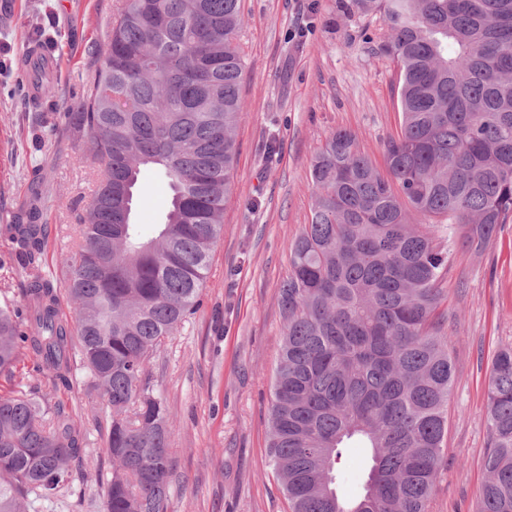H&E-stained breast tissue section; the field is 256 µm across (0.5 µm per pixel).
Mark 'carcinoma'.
Segmentation results:
<instances>
[{
    "label": "carcinoma",
    "mask_w": 512,
    "mask_h": 512,
    "mask_svg": "<svg viewBox=\"0 0 512 512\" xmlns=\"http://www.w3.org/2000/svg\"><path fill=\"white\" fill-rule=\"evenodd\" d=\"M240 3L125 0L98 51L95 93L59 113L86 132L81 160L103 172L65 282L44 267L41 198L4 225L27 284L23 309L0 307V371L27 355L45 382L0 397V512L66 485L83 433L58 392L77 359L112 411L105 512H170L171 427L143 376L197 309L223 228L245 112ZM355 6L382 18L401 133L385 145V176L348 130L313 160L310 221L288 244L277 298L268 465L292 512H429L453 376L442 283L458 250H486L512 217V0ZM145 167L172 190L147 238L131 221ZM486 429L479 512H512V346L491 364ZM354 442L368 465L347 499L334 466Z\"/></svg>",
    "instance_id": "1"
}]
</instances>
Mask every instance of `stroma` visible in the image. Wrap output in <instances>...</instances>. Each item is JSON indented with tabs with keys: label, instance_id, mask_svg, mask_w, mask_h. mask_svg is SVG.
<instances>
[{
	"label": "stroma",
	"instance_id": "35a3bbf8",
	"mask_svg": "<svg viewBox=\"0 0 512 512\" xmlns=\"http://www.w3.org/2000/svg\"><path fill=\"white\" fill-rule=\"evenodd\" d=\"M123 0H0V225L39 175L51 226L45 262L65 279L77 224L100 173L82 163L83 131L41 134L34 113L51 116L87 98ZM245 24L232 194L200 305L146 370L167 407L172 512H289L266 462L271 376L283 320L277 305L288 273V243L307 224L312 161L336 130L347 129L377 169L401 114L383 21L353 0H241ZM39 46L56 61L53 88L29 102L21 52ZM172 192L163 175L142 170L134 219L143 232L161 223ZM443 326L450 336L453 389L447 446L429 512H476L488 447L486 390L491 361L512 344V223L482 254H460L448 275ZM75 369L61 399L84 433L69 464L71 482L54 498L28 495L26 512H105L112 462L103 455L110 410L90 402Z\"/></svg>",
	"mask_w": 512,
	"mask_h": 512
}]
</instances>
